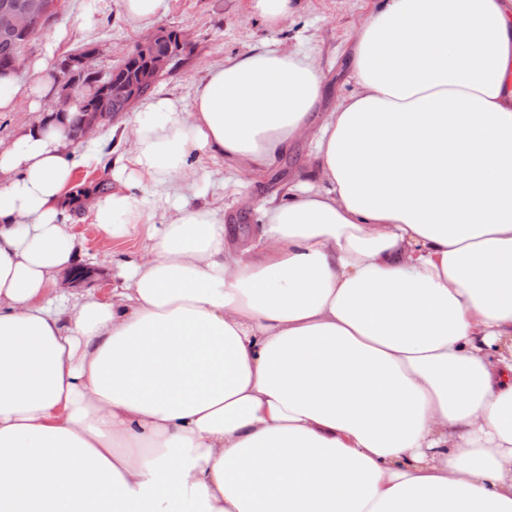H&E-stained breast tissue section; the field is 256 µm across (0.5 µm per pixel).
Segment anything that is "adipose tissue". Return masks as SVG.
I'll use <instances>...</instances> for the list:
<instances>
[{"instance_id":"obj_1","label":"adipose tissue","mask_w":512,"mask_h":512,"mask_svg":"<svg viewBox=\"0 0 512 512\" xmlns=\"http://www.w3.org/2000/svg\"><path fill=\"white\" fill-rule=\"evenodd\" d=\"M0 112V512H512V0H381L321 121L309 50L224 59L125 123L112 238L169 199L108 297L59 292L79 162L48 58ZM309 142L241 244L191 195ZM26 105L18 107L14 112H0V140L7 142L14 132L34 118ZM310 148L307 143H298L291 154L288 155L286 162L287 174L284 182L294 183L298 179H305L307 175L304 174V161L308 159Z\"/></svg>"}]
</instances>
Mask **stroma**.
I'll return each mask as SVG.
<instances>
[{
    "mask_svg": "<svg viewBox=\"0 0 512 512\" xmlns=\"http://www.w3.org/2000/svg\"><path fill=\"white\" fill-rule=\"evenodd\" d=\"M377 5L378 0H295V13L280 29L273 31L259 16L249 14V0H169L168 12L155 24L128 19L121 10L120 0H60L57 14L25 46L23 58L34 59L49 49L58 59L97 43L103 52L96 64L107 70L156 27L188 28L194 34L195 52L185 67L158 88L159 93L187 103L194 85L210 67L275 39L289 48L315 51L328 89L325 103L330 106L354 89L344 64L345 51L359 19ZM195 165L211 174L204 204L239 213L238 220L227 225L230 239L240 238L251 224L257 223L259 214L254 202L279 193L280 186L270 173L241 193H227L221 187L224 168L220 163L202 154L196 156ZM65 222L82 245L81 265L93 270L91 278L82 282V289L106 295L112 289V275L118 266L142 248L144 225L130 228L121 238L107 240L92 224L87 212L69 215Z\"/></svg>",
    "mask_w": 512,
    "mask_h": 512,
    "instance_id": "1",
    "label": "stroma"
}]
</instances>
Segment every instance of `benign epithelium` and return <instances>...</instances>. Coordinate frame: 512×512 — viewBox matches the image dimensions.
<instances>
[{"label":"benign epithelium","instance_id":"1","mask_svg":"<svg viewBox=\"0 0 512 512\" xmlns=\"http://www.w3.org/2000/svg\"><path fill=\"white\" fill-rule=\"evenodd\" d=\"M58 0H0V45L14 50L9 67L3 74H18L23 61L22 51L18 50L17 40L34 32V22L45 14L56 10ZM172 56L158 52L151 66L139 75L137 86L149 91L169 73ZM88 117L81 123L77 139L87 140L100 130L99 123L107 111L101 107L85 108Z\"/></svg>","mask_w":512,"mask_h":512}]
</instances>
